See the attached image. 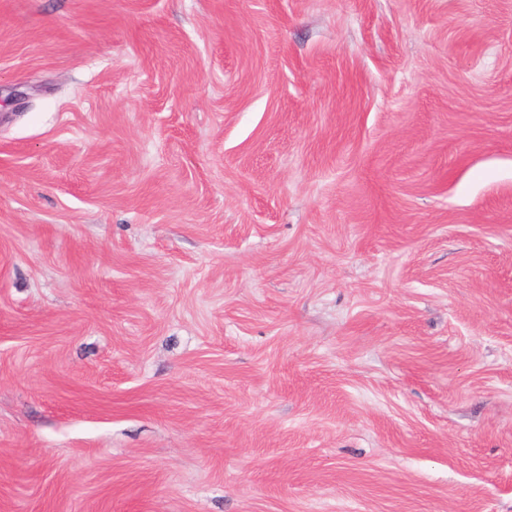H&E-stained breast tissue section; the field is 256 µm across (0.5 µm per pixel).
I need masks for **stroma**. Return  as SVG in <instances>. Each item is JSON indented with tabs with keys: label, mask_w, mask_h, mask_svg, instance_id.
Segmentation results:
<instances>
[{
	"label": "stroma",
	"mask_w": 512,
	"mask_h": 512,
	"mask_svg": "<svg viewBox=\"0 0 512 512\" xmlns=\"http://www.w3.org/2000/svg\"><path fill=\"white\" fill-rule=\"evenodd\" d=\"M0 512H512V0H0Z\"/></svg>",
	"instance_id": "obj_1"
}]
</instances>
